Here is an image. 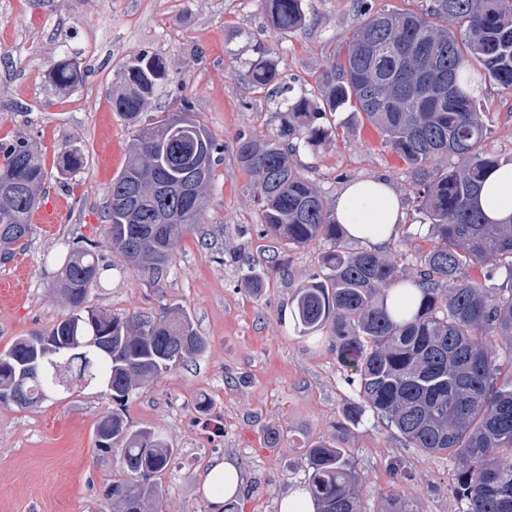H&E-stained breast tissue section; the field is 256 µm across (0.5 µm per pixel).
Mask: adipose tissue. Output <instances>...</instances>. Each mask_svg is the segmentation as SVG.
<instances>
[{
    "label": "adipose tissue",
    "instance_id": "obj_1",
    "mask_svg": "<svg viewBox=\"0 0 512 512\" xmlns=\"http://www.w3.org/2000/svg\"><path fill=\"white\" fill-rule=\"evenodd\" d=\"M479 204L491 219L503 220L512 216V166L489 171L485 177ZM334 217L342 224L348 236L378 249L395 234L403 212L396 193L384 181L361 179L348 184L339 195ZM223 482L224 492L212 494L213 512H222L226 500L238 496L241 487L235 461H215L202 482L210 490L216 482Z\"/></svg>",
    "mask_w": 512,
    "mask_h": 512
}]
</instances>
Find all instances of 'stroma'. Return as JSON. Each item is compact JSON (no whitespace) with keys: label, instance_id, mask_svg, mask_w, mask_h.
<instances>
[{"label":"stroma","instance_id":"obj_1","mask_svg":"<svg viewBox=\"0 0 512 512\" xmlns=\"http://www.w3.org/2000/svg\"><path fill=\"white\" fill-rule=\"evenodd\" d=\"M303 8V25L283 35L262 0H0V140L23 135L39 144L48 174L42 207L54 212L53 222H34L25 249L0 262V286L11 289L0 297V353L68 315L54 281L69 247L94 242L111 271L108 284L91 291L90 306L156 317L178 305L207 341L200 355L136 390L122 408L133 428L162 430L176 450L153 479L158 512H210L201 478L217 458L233 459L244 481L233 512H279L282 496L305 481L306 449L319 442L349 453L361 476V512H382L393 493L413 512H459L450 491L454 455L405 447L370 416L336 430L356 386L325 333L303 335L291 316L296 288L317 271L327 245L291 249L267 234L255 179L237 159V135L276 131L284 109L281 97L248 80L259 47L270 50L294 94L314 97L361 20L356 0H303ZM144 50L170 73L149 116L189 99L224 144L201 222L159 276L113 252L105 219L134 133L113 112L112 94L124 65ZM65 54L85 77L61 91L48 71ZM478 99L489 154L512 157V89L486 80ZM330 123L331 138L296 149V169L332 203L352 181L387 182L404 219L382 251L404 278L417 279L429 238L413 202V172L357 114L343 109ZM74 139L84 166L64 175L56 156ZM252 270L263 271L261 288L248 282ZM111 410V396L95 385H74L37 407L0 402V512H114L104 491L126 475L118 454L95 447L96 426ZM276 431L282 439L273 447L267 437Z\"/></svg>","mask_w":512,"mask_h":512}]
</instances>
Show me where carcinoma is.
I'll return each instance as SVG.
<instances>
[{"label": "carcinoma", "instance_id": "cac0c4a2", "mask_svg": "<svg viewBox=\"0 0 512 512\" xmlns=\"http://www.w3.org/2000/svg\"><path fill=\"white\" fill-rule=\"evenodd\" d=\"M282 34L300 27L302 0H265ZM361 22L344 55L321 80V104L286 99L280 126L268 136L243 134L237 156L256 177L265 230L292 248L319 239L328 244L318 272L298 289L292 317L299 332L329 328L336 357L356 383L358 400L337 429L361 422L366 412L383 421L407 448L449 452L459 468L452 493L462 512H512V377L501 378L500 358L512 365V220L490 221L476 204L487 172L512 157L484 151L487 128L475 89L491 79L512 88V0H426L420 13L374 11L359 0ZM452 21L455 28L444 23ZM250 67L253 86L279 84L267 49ZM60 89L83 76L70 58L48 73ZM112 111L134 123L124 171L112 181L108 232L112 250L131 266L160 272L182 237L200 223L206 191L224 146L185 101L142 123L149 99L168 81L166 64L139 53L121 71ZM348 107L385 137L417 175L414 200L428 220L431 247L423 256L420 296L410 308L392 309L389 292L403 283L395 258L348 246L334 205L295 168L296 143L315 147L332 129L327 113ZM439 157L451 166H432ZM61 171L82 169L77 140L60 149ZM47 178L38 144L18 137L0 141V260L10 259L32 234L31 217ZM181 182L188 198L161 187ZM489 263L479 280L473 267ZM506 286L490 285L500 268ZM107 266L96 245L71 249L57 290L69 315L46 335L60 342L57 365L45 363L24 379L23 407L63 390L62 376L79 375L121 402L182 362L201 354L206 340L180 306L163 315L119 317L88 306L91 288ZM35 359L30 337L0 354V394L17 385ZM96 446L118 452L130 476L106 496L118 512H153L159 491L153 474L174 457L162 433L134 430L120 412L104 416ZM307 487L320 512H360V481L346 449L320 442L306 449Z\"/></svg>", "mask_w": 512, "mask_h": 512}]
</instances>
